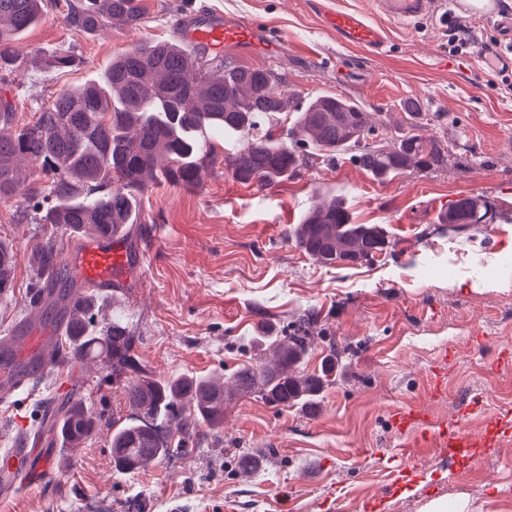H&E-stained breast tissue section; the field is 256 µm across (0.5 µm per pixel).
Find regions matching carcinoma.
<instances>
[{
  "mask_svg": "<svg viewBox=\"0 0 512 512\" xmlns=\"http://www.w3.org/2000/svg\"><path fill=\"white\" fill-rule=\"evenodd\" d=\"M64 24L74 33H91L113 23L141 25L143 0H67ZM45 0H0V72L19 69L11 43L43 17ZM78 63L74 51L60 50L47 65L66 70ZM283 78L270 69L234 63L220 53L187 47L179 41L155 40L133 45L112 59L101 84L62 88L35 123L19 125L12 103L0 96V200L25 194L16 177L21 162L41 164L50 174V200L40 223L71 231L80 238L115 235L133 223L136 194L146 179L194 187L216 163L214 147L198 130L220 129L242 141L224 159L225 169L241 183L268 187L288 178L302 165L298 147L321 155L357 151L361 166L384 181L410 166L434 168L445 147L409 132L385 146L373 142L376 129L368 112L354 99L320 95L305 104L283 89ZM295 111L290 143L273 138L271 127L285 112ZM490 210L479 197H462L448 206L442 224H484ZM296 245L323 264L357 265L390 248L377 225L354 224L344 204L317 199L295 225ZM18 254L0 239V294L13 287ZM36 271L30 303L61 315L65 333L55 345L62 359L112 362L127 375L126 401L138 423L112 431L116 471L147 466L171 450L185 448L199 427L220 426L224 404L241 396L292 407L317 408V398L331 382L339 358L330 347L321 371L305 374L300 366L317 340V313L301 314L288 334L267 329L257 338L260 358L224 376L154 378L135 353L136 337L119 319L90 328V302L79 309L67 303L76 287L55 241L37 243L29 256ZM45 418L69 448H78L95 430L96 419L75 398L53 402Z\"/></svg>",
  "mask_w": 512,
  "mask_h": 512,
  "instance_id": "1",
  "label": "carcinoma"
}]
</instances>
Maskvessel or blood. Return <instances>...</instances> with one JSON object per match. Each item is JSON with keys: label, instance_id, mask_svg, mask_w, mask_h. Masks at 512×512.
I'll list each match as a JSON object with an SVG mask.
<instances>
[{"label": "vessel or blood", "instance_id": "1", "mask_svg": "<svg viewBox=\"0 0 512 512\" xmlns=\"http://www.w3.org/2000/svg\"><path fill=\"white\" fill-rule=\"evenodd\" d=\"M379 16L398 22L430 18L450 22L463 17L488 18L499 27L505 40L512 43V13L504 9L501 0H375ZM325 23L342 43L356 42L378 50L385 44L383 28L357 12L336 11L327 15ZM182 33L195 46L215 52L236 48L250 55L271 58L279 45L272 39L259 38L251 26L227 22L216 15L184 19ZM137 250L123 235L86 239L82 249L68 259L73 276L95 288L112 293L113 290L135 287L139 267ZM54 349L53 337L47 334L26 337L24 344L13 343L11 336L0 337V400L8 401L27 381L20 368L41 374L49 369V358ZM396 424L410 431L412 437L403 452L398 474L400 480L410 479L417 471L429 440L447 441L452 448H470L474 442L462 429L453 433L432 432L424 415L404 412L394 416ZM10 464L0 471V492L26 490L53 477L55 471L49 459L40 457L36 448L16 445L9 456Z\"/></svg>", "mask_w": 512, "mask_h": 512}]
</instances>
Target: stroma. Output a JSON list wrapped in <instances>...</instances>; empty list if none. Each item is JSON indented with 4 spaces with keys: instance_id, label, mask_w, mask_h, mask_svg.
I'll return each mask as SVG.
<instances>
[{
    "instance_id": "35a3bbf8",
    "label": "stroma",
    "mask_w": 512,
    "mask_h": 512,
    "mask_svg": "<svg viewBox=\"0 0 512 512\" xmlns=\"http://www.w3.org/2000/svg\"><path fill=\"white\" fill-rule=\"evenodd\" d=\"M42 20L12 43L19 68L0 75V95L19 123L35 122L64 87L104 80L113 58L138 43L172 36L189 11L204 8L258 27L281 44L271 67L284 89L302 97L361 101L384 126L386 142L407 131L449 147L429 170L408 168L379 182L351 153L317 157L273 186L235 180L216 163L195 187L148 182L129 235L144 251L142 285L110 301V316L134 330L135 350L160 377L231 373L259 352L251 339L266 324L287 331L314 310L319 342L304 368L320 369L329 345L346 351V371L320 397L319 409L275 407L239 397L224 423L202 428L189 456L165 455L131 473L112 463L113 425L131 422L124 378L109 363L72 360L48 372L31 393L0 404V457L21 437L57 455L39 417L45 397L72 394L98 427L56 477L0 498V512H427L448 500L453 512H512V81L489 72L486 49L505 51L495 23L467 19L476 42L448 53V28L431 20H382L388 43L370 52L344 45L324 25L326 10L371 11V0H145L142 25H113L78 35L62 22V0H46ZM75 46L66 71L46 58ZM19 176L29 196L0 201V239L19 252L14 286L0 295V329L39 326L29 303L34 277L26 256L51 227L39 223L35 194L48 183L38 165ZM340 196L356 224L383 227L390 248L362 265L319 264L289 231L316 195ZM484 197L493 222L467 228L439 223L452 201ZM482 405L466 413L472 398ZM423 411L435 427L462 424L488 439L478 461L430 447L417 483L380 500L396 477L407 442L394 420ZM274 449L254 473L228 471L245 450Z\"/></svg>"
}]
</instances>
